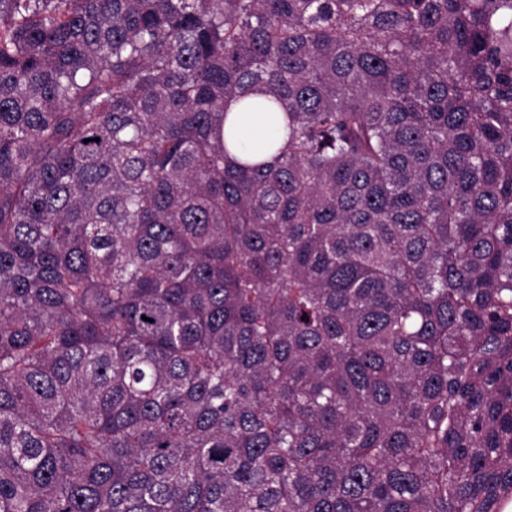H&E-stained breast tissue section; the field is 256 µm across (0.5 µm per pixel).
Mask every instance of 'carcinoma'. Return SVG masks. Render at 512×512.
Masks as SVG:
<instances>
[{"mask_svg": "<svg viewBox=\"0 0 512 512\" xmlns=\"http://www.w3.org/2000/svg\"><path fill=\"white\" fill-rule=\"evenodd\" d=\"M510 502L512 0H0V512Z\"/></svg>", "mask_w": 512, "mask_h": 512, "instance_id": "1", "label": "carcinoma"}]
</instances>
